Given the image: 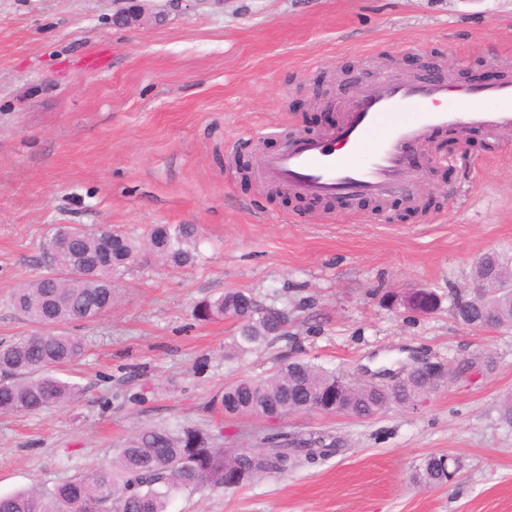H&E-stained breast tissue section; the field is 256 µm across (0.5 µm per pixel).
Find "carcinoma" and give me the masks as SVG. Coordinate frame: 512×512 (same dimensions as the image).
<instances>
[{
    "mask_svg": "<svg viewBox=\"0 0 512 512\" xmlns=\"http://www.w3.org/2000/svg\"><path fill=\"white\" fill-rule=\"evenodd\" d=\"M67 233L72 252L55 256V275L39 276L19 288L13 297L16 310L36 329L28 336L0 344V412L39 413L75 396L77 387L56 376L85 352L82 337L63 328L72 321H94L112 308V275L130 260L148 252L174 268L197 258V229L192 224H158L144 241L122 234L112 243L107 264L97 263L103 241L100 234L80 225H61L51 236ZM475 277L484 296L459 300L456 313L473 316L481 329L488 321L512 324V289L503 282L512 277V258L490 253L487 266ZM224 315L244 319L233 349L245 352L286 337L288 315L260 309L242 292H230L201 305L197 316ZM340 387L342 407L367 416L392 404L414 398L425 380L417 377L393 392L381 386H363L305 360L283 365L270 375L239 380L224 388L221 409L230 414H256L268 405L296 408L312 405L327 389ZM215 437L187 426L147 427L122 445L117 464L58 484L46 493L37 487L0 496V512H64L84 505V512H167L178 493L205 488L236 489L259 476L281 473L280 448H249L226 453L213 446ZM445 457L425 459L415 479L428 485L448 481Z\"/></svg>",
    "mask_w": 512,
    "mask_h": 512,
    "instance_id": "carcinoma-1",
    "label": "carcinoma"
}]
</instances>
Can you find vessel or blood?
<instances>
[{
	"label": "vessel or blood",
	"instance_id": "obj_1",
	"mask_svg": "<svg viewBox=\"0 0 512 512\" xmlns=\"http://www.w3.org/2000/svg\"><path fill=\"white\" fill-rule=\"evenodd\" d=\"M468 127L512 134V80L458 89L434 67L413 79H384L377 91L360 90L336 126L295 136L281 151L256 153L253 172L300 197L408 194L418 179L409 149L436 131Z\"/></svg>",
	"mask_w": 512,
	"mask_h": 512
}]
</instances>
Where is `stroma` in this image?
Instances as JSON below:
<instances>
[{"instance_id":"stroma-1","label":"stroma","mask_w":512,"mask_h":512,"mask_svg":"<svg viewBox=\"0 0 512 512\" xmlns=\"http://www.w3.org/2000/svg\"><path fill=\"white\" fill-rule=\"evenodd\" d=\"M123 7L0 0V342L33 330L11 296L48 272L53 226L139 240L156 224H195L198 258L179 270L137 259L111 312L70 324L86 350L59 376L79 392L0 413V495L84 476L139 429L179 423L222 433L228 450L282 433L329 454L239 489L179 494L168 512H512V326L454 315L477 260L512 255V137L475 129L466 149L434 138L413 212L398 196L382 215L272 201L242 168L286 135L331 127L356 83L425 61L472 84L512 70V0H148L129 24ZM415 288L435 292L437 309L390 304ZM235 291L287 313L286 338L238 353V319L197 317ZM296 358L365 384L415 360L449 373L417 408L360 420L216 410L225 386ZM431 455L460 462L445 485L411 479Z\"/></svg>"}]
</instances>
